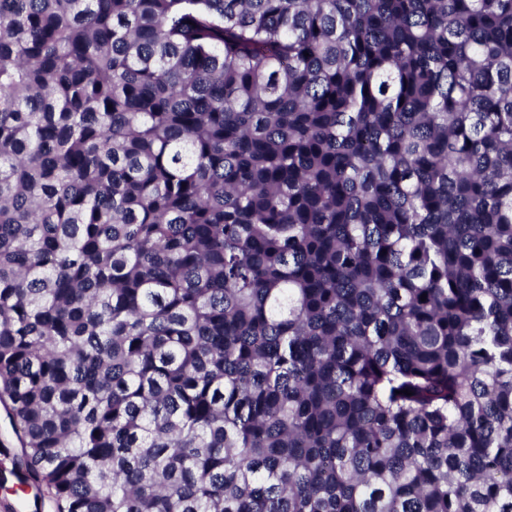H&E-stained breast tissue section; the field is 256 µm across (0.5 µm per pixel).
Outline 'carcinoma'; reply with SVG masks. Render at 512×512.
Listing matches in <instances>:
<instances>
[{
    "label": "carcinoma",
    "mask_w": 512,
    "mask_h": 512,
    "mask_svg": "<svg viewBox=\"0 0 512 512\" xmlns=\"http://www.w3.org/2000/svg\"><path fill=\"white\" fill-rule=\"evenodd\" d=\"M0 400L56 512H512V0H0Z\"/></svg>",
    "instance_id": "1"
}]
</instances>
